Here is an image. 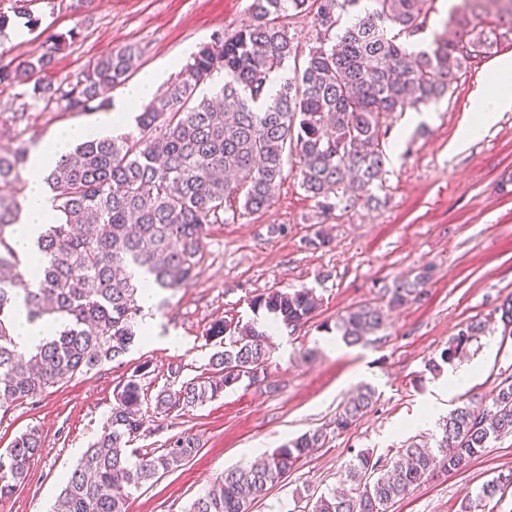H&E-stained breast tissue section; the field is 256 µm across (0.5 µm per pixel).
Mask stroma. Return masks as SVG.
Wrapping results in <instances>:
<instances>
[{
    "label": "stroma",
    "mask_w": 512,
    "mask_h": 512,
    "mask_svg": "<svg viewBox=\"0 0 512 512\" xmlns=\"http://www.w3.org/2000/svg\"><path fill=\"white\" fill-rule=\"evenodd\" d=\"M252 3L33 0L38 23L30 27L14 16L13 0H0V12L9 17L0 31V66L39 55L49 36L74 29L77 37L56 54L42 81L58 82L128 46L140 49L142 70L160 69L173 59L187 62L213 34L229 35L248 24ZM506 56H512L508 44L458 74L447 94L428 104L430 121L412 127L406 116L387 117L388 158L374 190L376 203L323 213L301 188L296 162H289L267 210L208 225L193 281L157 291L143 307L137 321L153 322V338L139 337L120 358L0 410V451L32 428L44 442L27 483L0 499V512H50L80 450L101 433L119 385L139 364H150L141 381L150 398L163 386L177 390L206 376L215 350L207 337L211 323L224 317L268 322V315L253 314L250 301L275 289H313L320 299L315 317L296 330L280 326L271 332L265 383H242L201 404L150 415L151 431L136 438L135 449L157 448L172 435L190 433L201 450L132 491L126 512H186L225 469L260 461L307 431L328 429L325 446L251 506V512H279L293 496L342 486L359 453L380 456L412 439L432 442L460 399L490 400L501 379L512 375V337L495 332L470 347L462 365L473 377L459 395H447V372L431 373L428 364L467 322L512 295V110L498 113L480 138L458 143L476 91ZM13 94L0 87V152L22 140L44 142L69 125L112 128L104 110H33L17 120ZM319 233L325 242L317 246ZM426 265L432 278L425 299L389 310L385 327L365 343L349 347L329 332L338 315L361 304L383 305V285ZM171 335L181 338V346L167 344ZM363 384L375 389L374 406L346 431L334 432L341 404ZM509 470L512 435L492 442L458 471L435 475L389 512H460L463 499Z\"/></svg>",
    "instance_id": "obj_1"
}]
</instances>
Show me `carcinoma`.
Wrapping results in <instances>:
<instances>
[{
    "mask_svg": "<svg viewBox=\"0 0 512 512\" xmlns=\"http://www.w3.org/2000/svg\"><path fill=\"white\" fill-rule=\"evenodd\" d=\"M253 0L251 21L231 36L216 34L192 54L167 89L136 116L139 136L99 137L78 143L45 177L58 211L37 240L38 264L31 268L14 248L12 227L21 207L0 195V409L36 398L48 388L126 354L137 337L143 283L155 289L188 285L202 261L208 224H228L240 212L266 210L297 151L301 188L322 210L377 201L372 193L385 168L388 127L383 118L418 109L443 97L453 77L512 43V0H464L455 37L411 51L401 37L425 29L433 0ZM313 14L319 46L304 65L270 92L272 75L297 58L289 36V13ZM348 21H343V18ZM39 56L0 66V85L19 89L17 118L33 109L66 112L102 110V94L125 82L141 58L134 47L110 52L57 84L37 80L66 46L57 35ZM224 84L213 98L197 96L218 73ZM30 149L0 154V183L19 180ZM429 272L382 288L390 308L416 302ZM32 321L46 320L52 335L31 353L13 338L18 303ZM251 308L296 330L311 319L319 299L308 288L273 290L255 296ZM384 311L363 305L335 322L348 345L381 329ZM511 335L512 299L483 319L466 323L448 340L441 364L456 366L490 326ZM207 336L224 349L209 358L211 375L163 388L154 411L169 414L220 396L243 382L266 379L269 336L253 324L226 319ZM149 363L119 388L99 437L67 475L52 512H126L128 490L139 488L190 462L200 451L193 435L168 438L149 452H127L141 436L146 411L141 377ZM375 390L364 386L336 415L344 432L370 410ZM438 452L416 442L391 456L370 452L350 463L348 490L322 493L309 512H388L397 499L417 490L438 468L450 473L489 445L512 435V380L497 386L491 403H462L440 426ZM316 429L287 440L266 459L228 470L196 498L187 512H249L256 498L286 476L312 448L325 445ZM38 430L30 429L0 452V498L24 484L42 452ZM512 488V472L484 482L461 512H477Z\"/></svg>",
    "mask_w": 512,
    "mask_h": 512,
    "instance_id": "1",
    "label": "carcinoma"
}]
</instances>
